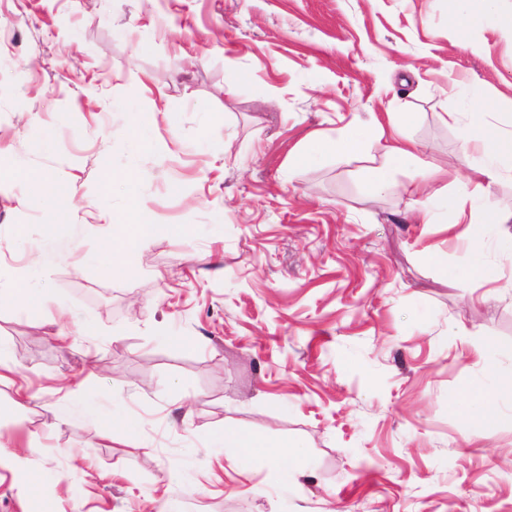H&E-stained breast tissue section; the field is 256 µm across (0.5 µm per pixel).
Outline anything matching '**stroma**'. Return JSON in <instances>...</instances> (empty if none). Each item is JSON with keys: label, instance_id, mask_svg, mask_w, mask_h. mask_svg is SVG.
<instances>
[{"label": "stroma", "instance_id": "1", "mask_svg": "<svg viewBox=\"0 0 512 512\" xmlns=\"http://www.w3.org/2000/svg\"><path fill=\"white\" fill-rule=\"evenodd\" d=\"M457 8L0 0V512H512V220L469 241L512 177L461 198L468 100L512 131V0ZM390 112L420 158L394 189L367 190L375 144L293 165ZM438 167L423 224L404 188ZM40 180L78 192L46 208ZM132 197L176 234L97 262ZM476 386L502 422L455 407ZM227 426L303 444L296 481L215 447ZM459 3L460 11L453 19L457 25L460 24H474L481 22L487 18L495 9L499 0H456ZM473 4H478L479 9L476 10L472 7Z\"/></svg>", "mask_w": 512, "mask_h": 512}]
</instances>
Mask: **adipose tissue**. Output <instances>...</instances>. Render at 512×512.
I'll use <instances>...</instances> for the list:
<instances>
[{"label":"adipose tissue","instance_id":"obj_1","mask_svg":"<svg viewBox=\"0 0 512 512\" xmlns=\"http://www.w3.org/2000/svg\"><path fill=\"white\" fill-rule=\"evenodd\" d=\"M494 107L491 98L480 97L471 105L470 121L463 130L465 141L474 148L497 156L512 157V134L491 136L486 128V116ZM414 115L398 113L389 127H374L371 131L356 128L338 131L336 136L322 134L311 136L305 148L294 158L295 163L309 165L329 155H348L365 148L370 140L383 141V161L380 165L367 168L364 179L372 192L379 193L392 186L395 170L418 164L417 146L405 137L402 129L412 124ZM221 447L235 452L268 458L271 461H288L289 472H296L298 465L307 457L303 446L287 442L270 445L256 433L234 428L224 429L218 439Z\"/></svg>","mask_w":512,"mask_h":512}]
</instances>
